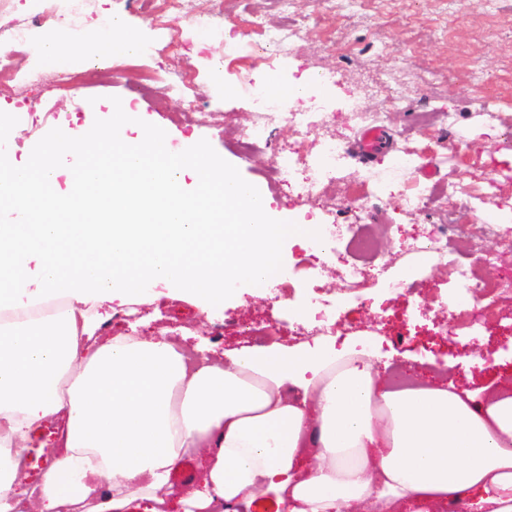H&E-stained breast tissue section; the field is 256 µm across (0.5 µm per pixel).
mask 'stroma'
<instances>
[{"label": "stroma", "mask_w": 512, "mask_h": 512, "mask_svg": "<svg viewBox=\"0 0 512 512\" xmlns=\"http://www.w3.org/2000/svg\"><path fill=\"white\" fill-rule=\"evenodd\" d=\"M185 7L209 14V24L180 25L163 0H139L128 12L121 0H73L63 14L43 0H0V39L14 71L13 79L0 82V113L13 117L0 154L37 151L46 139L78 125L87 131L103 127L112 119L110 106L120 102L131 108L136 123L162 131L172 146L190 138L223 157L228 172L262 188L274 220L311 232L347 224L361 198L369 197L366 222L389 226V239L385 257L367 268L354 299L336 312L343 336L372 337L376 361L408 373L417 386L442 381L478 396L484 386L512 377V299L485 307L478 326L468 312H458L455 331L447 332L441 310L454 301L448 275L436 256L407 249L439 216L432 207L420 215L382 201L403 182L444 176L447 158L455 155L470 159L456 172L464 187L482 184L494 169L512 167V0H187ZM121 11L140 35L141 53L99 63L100 81L58 86L56 72L86 71L84 50L97 28ZM264 29L280 39L268 58L252 49ZM60 34L70 51L41 61L39 44ZM141 65H160L168 76L182 77L198 96L196 113L182 117L166 79L149 92L137 88L134 73ZM272 80L309 83L307 99L281 101L277 113L257 112L252 94ZM384 85L394 103L384 102ZM351 98L363 111L386 113L392 150L366 157L354 148L345 109ZM90 99L100 101L99 110H86ZM314 99L336 110L303 140L289 131L282 113L305 110ZM258 120L266 123L270 143L240 156L230 140ZM329 139L340 144L344 160L316 199L268 181L267 171L284 150L298 158V177L308 176L304 156ZM396 152L414 154L412 170H390ZM321 259L295 236L284 241L269 280L236 285L220 314L207 316L192 302L163 292L126 304L125 313L145 334L182 328L219 355L248 345L291 346L296 339L288 324L310 305L314 286L324 288L325 299H336L344 266L358 255L343 241L335 261L324 267ZM391 282L396 291H388ZM228 314L233 323H225ZM254 326L259 335L251 334Z\"/></svg>", "instance_id": "stroma-1"}]
</instances>
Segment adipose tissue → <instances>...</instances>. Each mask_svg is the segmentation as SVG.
I'll use <instances>...</instances> for the list:
<instances>
[{"label":"adipose tissue","mask_w":512,"mask_h":512,"mask_svg":"<svg viewBox=\"0 0 512 512\" xmlns=\"http://www.w3.org/2000/svg\"><path fill=\"white\" fill-rule=\"evenodd\" d=\"M128 22L93 39L133 56ZM0 157V512H512V395L396 390L371 353L254 348L225 361L163 336L98 340L106 307L158 286L203 312L264 282L295 225L194 141L132 127ZM68 169L67 188L58 175ZM65 414L60 454L20 488L28 432ZM197 482L172 485L185 456Z\"/></svg>","instance_id":"1"}]
</instances>
